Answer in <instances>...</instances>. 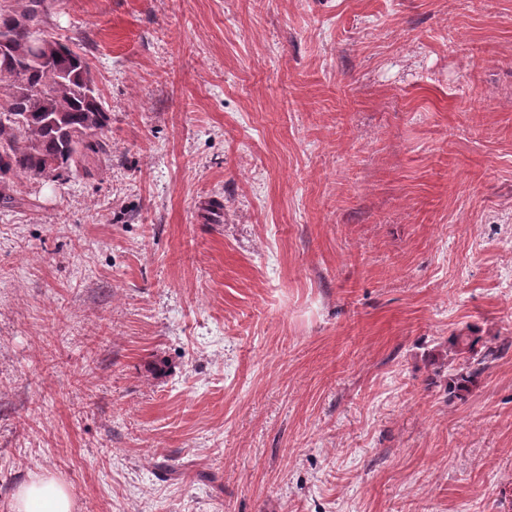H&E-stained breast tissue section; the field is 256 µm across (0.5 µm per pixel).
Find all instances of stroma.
<instances>
[{
  "mask_svg": "<svg viewBox=\"0 0 512 512\" xmlns=\"http://www.w3.org/2000/svg\"><path fill=\"white\" fill-rule=\"evenodd\" d=\"M47 25L112 124L0 205V512L46 473L74 512H512V0ZM470 329L507 350L459 400Z\"/></svg>",
  "mask_w": 512,
  "mask_h": 512,
  "instance_id": "1",
  "label": "stroma"
}]
</instances>
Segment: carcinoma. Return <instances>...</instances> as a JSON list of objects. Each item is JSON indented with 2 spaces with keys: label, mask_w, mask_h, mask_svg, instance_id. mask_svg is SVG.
Instances as JSON below:
<instances>
[{
  "label": "carcinoma",
  "mask_w": 512,
  "mask_h": 512,
  "mask_svg": "<svg viewBox=\"0 0 512 512\" xmlns=\"http://www.w3.org/2000/svg\"><path fill=\"white\" fill-rule=\"evenodd\" d=\"M15 4L0 11V33L10 32L14 47L0 51V200L18 180L42 179L48 167L59 178L78 170L86 152L106 147L103 136L111 123L97 88L89 86L81 52L54 35L47 59L37 61L27 53L18 22L46 18L47 0ZM480 342L470 334L449 338L448 353L463 359L448 386L456 397L470 391L487 364L505 351Z\"/></svg>",
  "instance_id": "obj_1"
}]
</instances>
